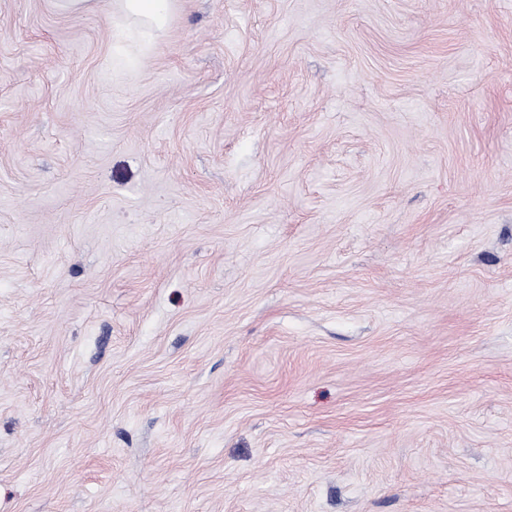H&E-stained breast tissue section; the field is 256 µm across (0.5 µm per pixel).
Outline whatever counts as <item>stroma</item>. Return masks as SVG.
<instances>
[{"mask_svg": "<svg viewBox=\"0 0 512 512\" xmlns=\"http://www.w3.org/2000/svg\"><path fill=\"white\" fill-rule=\"evenodd\" d=\"M0 0V512H512V0ZM176 2L177 0H114L112 8L131 18L144 30V34L155 36L167 27Z\"/></svg>", "mask_w": 512, "mask_h": 512, "instance_id": "stroma-1", "label": "stroma"}]
</instances>
